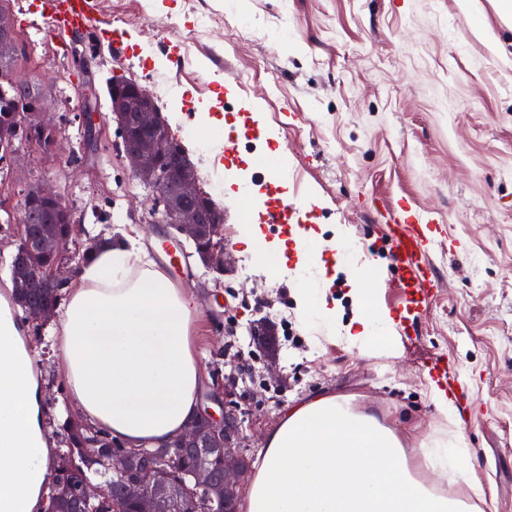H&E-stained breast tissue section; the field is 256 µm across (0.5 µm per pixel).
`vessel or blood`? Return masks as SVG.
<instances>
[{"mask_svg":"<svg viewBox=\"0 0 512 512\" xmlns=\"http://www.w3.org/2000/svg\"><path fill=\"white\" fill-rule=\"evenodd\" d=\"M34 12L46 21L47 31L58 40L75 34H92L98 40H111L116 63H124L130 48L121 34L112 33L103 20L104 0H32ZM302 204L295 199H285L268 209L262 221L266 224H286L301 221ZM382 220L390 224L389 246L394 257L396 272L394 282L404 290V303L414 313L413 318L401 324L403 334L414 331L415 315L424 314L439 286L434 266L429 258L432 226L436 219L408 203H400L391 212H382Z\"/></svg>","mask_w":512,"mask_h":512,"instance_id":"b4317fda","label":"vessel or blood"}]
</instances>
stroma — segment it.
<instances>
[{
    "label": "stroma",
    "mask_w": 512,
    "mask_h": 512,
    "mask_svg": "<svg viewBox=\"0 0 512 512\" xmlns=\"http://www.w3.org/2000/svg\"><path fill=\"white\" fill-rule=\"evenodd\" d=\"M207 12L205 36L193 34L195 11ZM7 11L25 49L22 75L41 84L61 149L49 154L22 143L0 176V306L8 307V264L19 242L25 191L50 183L72 206L82 229L70 251L96 240L100 230L128 224L147 250L168 236L154 223L151 188L134 177L110 119L106 82L120 76L153 89L173 86L159 99L172 137L223 115L227 130L209 129L210 153L188 149L203 191L224 213V242L235 260L226 275L207 268L184 245L186 273L172 283L191 294L197 311L192 347L201 363L203 393L224 369L232 348L245 367L238 393L263 395L244 422L249 456L292 404L314 396L353 398L418 447L427 436L447 438L459 417L479 490L459 483L455 497L482 512H512V26L491 0H107L105 18L132 45L123 65L108 42L73 38L59 47L33 13L30 0H8ZM243 33L224 48V28ZM493 32L494 53L478 27ZM180 46L182 68L170 61ZM95 125L86 129L83 107ZM237 138L233 156L215 164L225 132ZM288 157V185L256 176L260 156ZM315 201L319 210L302 226L324 241L344 232L361 246L357 263L376 262L391 275L379 212L406 199L435 212L440 232L430 258L440 286L420 328L364 350L346 340L357 315L352 284L324 250L326 293L338 314L335 331L306 326L298 313L296 284L256 263L240 241L252 219L280 194ZM275 330L283 381L260 388L251 366L264 353L252 335L257 321ZM43 332L24 325L21 342L35 359L45 423L70 401L58 355ZM448 361V382L465 386L457 419L438 413L428 367Z\"/></svg>",
    "instance_id": "1"
}]
</instances>
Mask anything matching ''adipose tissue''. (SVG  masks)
<instances>
[{
  "instance_id": "ef3b65f1",
  "label": "adipose tissue",
  "mask_w": 512,
  "mask_h": 512,
  "mask_svg": "<svg viewBox=\"0 0 512 512\" xmlns=\"http://www.w3.org/2000/svg\"><path fill=\"white\" fill-rule=\"evenodd\" d=\"M324 242L307 234L289 275L310 327L333 326L337 311L308 287ZM363 303L349 340L362 348L389 339L393 318L365 298L372 265L354 271ZM192 302L157 268L138 238L95 252L49 337L57 347L74 408L84 421L130 446L155 448L197 413L201 366L191 340ZM34 360L14 323L0 318V512H34L49 450L39 420ZM439 474L474 484L463 432L406 449L399 435L346 396H319L291 407L266 448L241 500L242 512H476L436 491Z\"/></svg>"
}]
</instances>
